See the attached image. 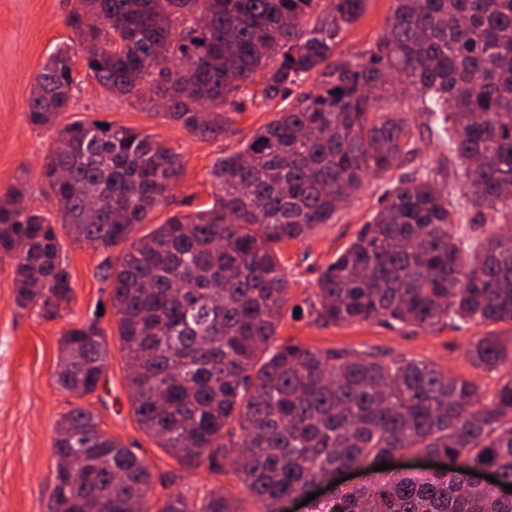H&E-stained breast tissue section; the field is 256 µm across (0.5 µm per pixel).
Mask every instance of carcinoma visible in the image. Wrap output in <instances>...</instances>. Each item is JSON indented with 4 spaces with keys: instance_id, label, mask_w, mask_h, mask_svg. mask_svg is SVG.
<instances>
[{
    "instance_id": "carcinoma-1",
    "label": "carcinoma",
    "mask_w": 512,
    "mask_h": 512,
    "mask_svg": "<svg viewBox=\"0 0 512 512\" xmlns=\"http://www.w3.org/2000/svg\"><path fill=\"white\" fill-rule=\"evenodd\" d=\"M76 40L49 55L28 120L56 127L42 175L63 208L51 221L26 189L0 195V262L15 303L54 317L74 288L60 236L126 245L106 264L112 315L132 361L141 428L185 468L228 458L256 512L344 470L310 512H512V336H475L467 356L494 391L407 357L278 342L287 303L276 250L302 241L415 152L396 74L452 131L460 197L434 178L390 186L317 280L321 326L512 324V0H393L384 34L353 64L337 37L367 0H76ZM82 66L104 92L162 106L188 132L218 138L247 105L288 101L277 119L208 171L210 207L137 227L168 197L179 155L154 136L100 120L61 123ZM319 91L303 90L313 76ZM477 211L459 233V198ZM498 231L484 234L483 225ZM101 315L66 330L57 383L94 393L109 355ZM51 512H149L153 478L88 408L61 417ZM444 456L435 471L375 470L396 456ZM490 470L494 484L466 471ZM230 491L200 504L179 493L157 512H242Z\"/></svg>"
}]
</instances>
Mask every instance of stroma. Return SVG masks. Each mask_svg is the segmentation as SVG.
<instances>
[{
  "instance_id": "obj_1",
  "label": "stroma",
  "mask_w": 512,
  "mask_h": 512,
  "mask_svg": "<svg viewBox=\"0 0 512 512\" xmlns=\"http://www.w3.org/2000/svg\"><path fill=\"white\" fill-rule=\"evenodd\" d=\"M74 7V0H0V193L25 183L32 207L53 219L58 216L59 203L41 173L56 131L31 125L27 108L48 55L75 37L70 23ZM392 9V0H368L364 14L339 35L337 58L361 62L364 51L382 34ZM276 117V107L251 108L236 115L223 138H202L135 100L104 93L96 80L88 77L80 91L74 92L64 115L68 122L106 120L155 134L179 154L182 174L152 214L151 224L210 203L213 188L206 172L214 158L241 148L257 129ZM401 117L413 127L416 138V152L401 167V174L444 169L452 175L462 171L460 160L449 157V133L441 119L422 112L415 100ZM388 186V179L369 177L357 197L338 212L335 223L323 226L304 241L282 245L279 258L286 268L288 303L279 340L320 349L349 348L390 358L403 355L426 360L492 392L497 379L472 366L466 353L468 342L491 329L512 334L511 324L501 323L491 329L481 324L459 329L448 325L425 332L413 326L380 323L321 326L308 316L293 315V308L314 300L321 271L355 240L362 225L379 209ZM61 243L74 295L67 311L52 319L16 305L10 266L0 263V512H50L56 426L63 414L79 405L97 415L103 430L145 457L153 474L152 502H161L173 492L196 502L209 491L236 489L230 470L216 472L205 465L182 469L136 419L126 383L129 362L112 315L111 286L102 277L103 263H119L124 246L103 251L66 237ZM97 311L102 314L101 326L109 345L108 363L97 390L78 398L56 382L59 341L72 324Z\"/></svg>"
}]
</instances>
